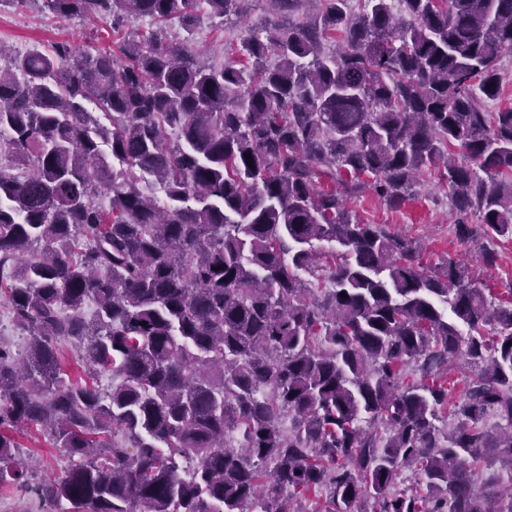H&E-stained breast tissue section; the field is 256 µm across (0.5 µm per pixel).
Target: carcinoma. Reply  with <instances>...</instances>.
I'll list each match as a JSON object with an SVG mask.
<instances>
[{"mask_svg": "<svg viewBox=\"0 0 512 512\" xmlns=\"http://www.w3.org/2000/svg\"><path fill=\"white\" fill-rule=\"evenodd\" d=\"M266 2L228 64L166 25L250 0H43L157 29L0 63V487L34 425L59 512H512V301L478 287L512 240V0ZM426 171L475 263L349 207ZM500 66L505 71L506 76L500 87L498 99L490 104L491 109L512 106V52L503 55ZM60 360L62 369L72 381L87 379L86 368L76 356L69 345L63 344L60 348Z\"/></svg>", "mask_w": 512, "mask_h": 512, "instance_id": "carcinoma-1", "label": "carcinoma"}]
</instances>
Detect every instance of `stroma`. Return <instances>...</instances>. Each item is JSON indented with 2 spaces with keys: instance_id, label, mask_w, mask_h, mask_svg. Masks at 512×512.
Here are the masks:
<instances>
[{
  "instance_id": "obj_1",
  "label": "stroma",
  "mask_w": 512,
  "mask_h": 512,
  "mask_svg": "<svg viewBox=\"0 0 512 512\" xmlns=\"http://www.w3.org/2000/svg\"><path fill=\"white\" fill-rule=\"evenodd\" d=\"M153 28V22L147 18L129 19L117 31L110 25L78 18L64 21L44 9L40 0H27L20 9L0 10V43L16 55L35 50L44 52L59 41L69 42L82 53L94 52L109 48L115 33L135 31L145 35ZM233 34V29L220 19L206 16L196 28L191 46L202 60H231L235 57ZM444 195L434 174L428 173L423 175L417 194L400 209H391L370 191L353 201L351 207L365 222L388 225L393 233L422 242L421 262L430 268L448 255L470 257L476 248L475 243L457 238L456 215L444 203ZM14 438L20 445L19 455L31 464L29 484L0 488V512H55L54 507L38 498L34 488L61 476L69 465L67 455L63 449L52 447L33 426L20 427Z\"/></svg>"
}]
</instances>
